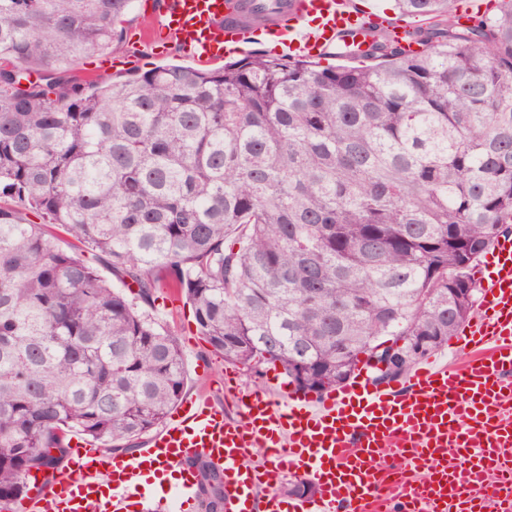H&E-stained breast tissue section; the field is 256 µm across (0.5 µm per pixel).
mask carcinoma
<instances>
[{"mask_svg": "<svg viewBox=\"0 0 512 512\" xmlns=\"http://www.w3.org/2000/svg\"><path fill=\"white\" fill-rule=\"evenodd\" d=\"M451 2L395 0L425 21L416 49L375 26L358 65L83 83L66 65L111 48L134 0H0V512L64 474L67 437L126 452L181 400L160 290L225 362L316 395L448 346L512 227V0L465 24Z\"/></svg>", "mask_w": 512, "mask_h": 512, "instance_id": "obj_1", "label": "carcinoma"}]
</instances>
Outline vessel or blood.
I'll use <instances>...</instances> for the list:
<instances>
[{
    "label": "vessel or blood",
    "mask_w": 512,
    "mask_h": 512,
    "mask_svg": "<svg viewBox=\"0 0 512 512\" xmlns=\"http://www.w3.org/2000/svg\"><path fill=\"white\" fill-rule=\"evenodd\" d=\"M387 24L355 0H160L141 38L210 66L258 31L289 55L313 56L343 33ZM477 281L484 298L455 338L459 367L429 359L407 382L381 386L364 369L319 396L276 376L264 391L245 390L228 370L235 416L201 392L134 453L72 438V476L39 484L8 512H130L149 478L171 474L190 501L199 460L224 477V512H512L511 235L493 242ZM258 448L266 459L255 465ZM291 475L314 495L284 498L278 487Z\"/></svg>",
    "instance_id": "1"
}]
</instances>
